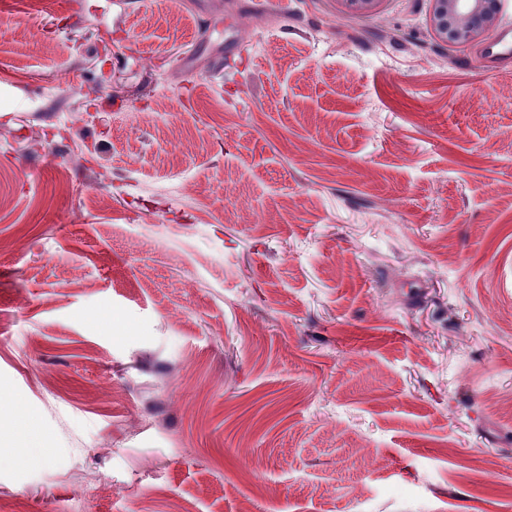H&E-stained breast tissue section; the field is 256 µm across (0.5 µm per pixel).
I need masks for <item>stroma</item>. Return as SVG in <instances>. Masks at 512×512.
Instances as JSON below:
<instances>
[{"mask_svg":"<svg viewBox=\"0 0 512 512\" xmlns=\"http://www.w3.org/2000/svg\"><path fill=\"white\" fill-rule=\"evenodd\" d=\"M268 2L0 0V512H512V67Z\"/></svg>","mask_w":512,"mask_h":512,"instance_id":"35a3bbf8","label":"stroma"}]
</instances>
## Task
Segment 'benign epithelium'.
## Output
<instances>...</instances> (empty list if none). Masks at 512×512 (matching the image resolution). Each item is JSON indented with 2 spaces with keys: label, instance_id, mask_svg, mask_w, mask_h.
<instances>
[{
  "label": "benign epithelium",
  "instance_id": "benign-epithelium-1",
  "mask_svg": "<svg viewBox=\"0 0 512 512\" xmlns=\"http://www.w3.org/2000/svg\"><path fill=\"white\" fill-rule=\"evenodd\" d=\"M383 0H336L341 11L360 17L375 14ZM429 25L446 44L469 45L483 40L499 18L491 0H430Z\"/></svg>",
  "mask_w": 512,
  "mask_h": 512
}]
</instances>
